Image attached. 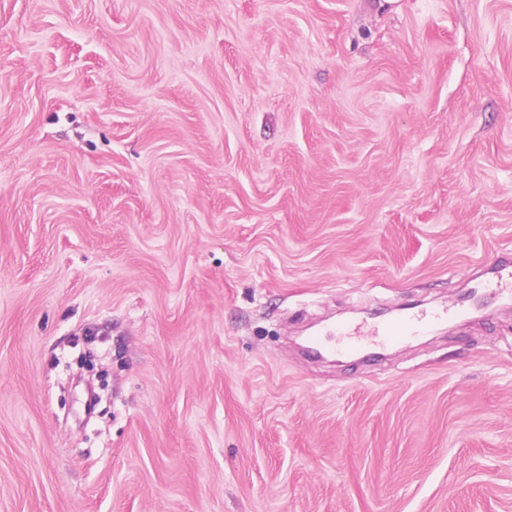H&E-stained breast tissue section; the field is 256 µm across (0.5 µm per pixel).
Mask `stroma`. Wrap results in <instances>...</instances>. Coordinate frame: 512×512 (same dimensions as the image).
<instances>
[{"label":"stroma","instance_id":"35a3bbf8","mask_svg":"<svg viewBox=\"0 0 512 512\" xmlns=\"http://www.w3.org/2000/svg\"><path fill=\"white\" fill-rule=\"evenodd\" d=\"M500 281L512 0H0V512H512Z\"/></svg>","mask_w":512,"mask_h":512}]
</instances>
